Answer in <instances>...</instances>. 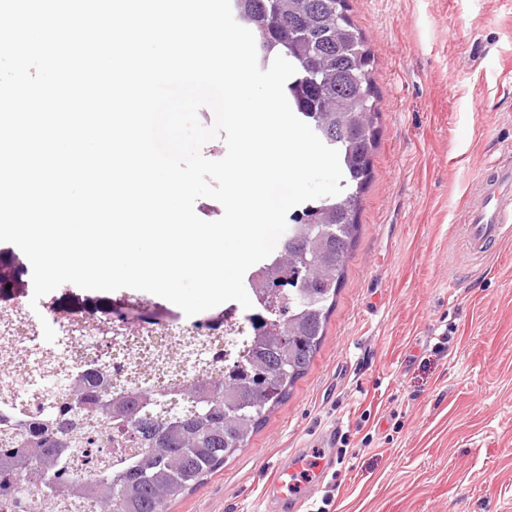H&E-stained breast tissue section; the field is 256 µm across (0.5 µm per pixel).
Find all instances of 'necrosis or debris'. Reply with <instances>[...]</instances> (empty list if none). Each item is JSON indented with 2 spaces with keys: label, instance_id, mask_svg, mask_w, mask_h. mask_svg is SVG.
Returning <instances> with one entry per match:
<instances>
[{
  "label": "necrosis or debris",
  "instance_id": "4bbe7bcc",
  "mask_svg": "<svg viewBox=\"0 0 512 512\" xmlns=\"http://www.w3.org/2000/svg\"><path fill=\"white\" fill-rule=\"evenodd\" d=\"M56 333L54 342L43 338L44 325ZM90 318L84 314L58 316L47 301L0 308V419L27 416L48 374L78 377L94 365L96 337L90 336ZM203 337L224 342L221 315L175 320L154 332L135 331L113 345V352H132L148 361L173 355L184 338Z\"/></svg>",
  "mask_w": 512,
  "mask_h": 512
}]
</instances>
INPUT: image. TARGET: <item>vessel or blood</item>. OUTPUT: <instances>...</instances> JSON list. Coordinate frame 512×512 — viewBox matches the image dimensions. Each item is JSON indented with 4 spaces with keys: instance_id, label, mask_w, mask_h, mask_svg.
<instances>
[{
    "instance_id": "b4317fda",
    "label": "vessel or blood",
    "mask_w": 512,
    "mask_h": 512,
    "mask_svg": "<svg viewBox=\"0 0 512 512\" xmlns=\"http://www.w3.org/2000/svg\"><path fill=\"white\" fill-rule=\"evenodd\" d=\"M462 235L467 254L475 261L483 260L504 242L512 240V163L485 168L479 183L478 201L466 212ZM327 466L324 449H312L310 456H296L290 465L278 468L266 490L285 512H301L306 503V487L302 483L304 469H312L317 474Z\"/></svg>"
}]
</instances>
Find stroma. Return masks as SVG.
I'll return each mask as SVG.
<instances>
[{
    "mask_svg": "<svg viewBox=\"0 0 512 512\" xmlns=\"http://www.w3.org/2000/svg\"><path fill=\"white\" fill-rule=\"evenodd\" d=\"M374 55L378 147L360 231L307 373L246 448L169 512H275L264 487L325 433L309 512H512V241L458 234L488 164L512 161V0H348ZM0 304L33 295L0 242ZM130 289L66 283L61 311Z\"/></svg>",
    "mask_w": 512,
    "mask_h": 512,
    "instance_id": "35a3bbf8",
    "label": "stroma"
}]
</instances>
